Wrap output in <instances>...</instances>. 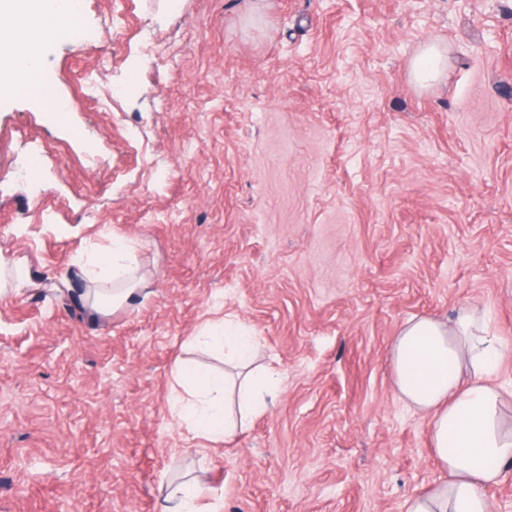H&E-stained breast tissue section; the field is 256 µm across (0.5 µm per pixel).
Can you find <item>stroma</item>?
I'll return each instance as SVG.
<instances>
[{
	"label": "stroma",
	"instance_id": "35a3bbf8",
	"mask_svg": "<svg viewBox=\"0 0 512 512\" xmlns=\"http://www.w3.org/2000/svg\"><path fill=\"white\" fill-rule=\"evenodd\" d=\"M82 44L0 92V512H405L443 474L388 347L485 312L512 385V0H79ZM441 77L418 84L428 44ZM69 100L58 112L56 100ZM50 144L58 156L39 155ZM43 184L23 194L14 171ZM149 285L100 314L93 245ZM232 316L279 372L218 443L170 408ZM198 496L195 487L183 485L165 499L160 512H199L196 505Z\"/></svg>",
	"mask_w": 512,
	"mask_h": 512
}]
</instances>
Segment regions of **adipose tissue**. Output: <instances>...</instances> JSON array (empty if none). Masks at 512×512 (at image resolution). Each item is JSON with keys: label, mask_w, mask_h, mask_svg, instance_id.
Listing matches in <instances>:
<instances>
[{"label": "adipose tissue", "mask_w": 512, "mask_h": 512, "mask_svg": "<svg viewBox=\"0 0 512 512\" xmlns=\"http://www.w3.org/2000/svg\"><path fill=\"white\" fill-rule=\"evenodd\" d=\"M75 0H0V86H13L25 76L40 84V48L74 13ZM81 272L88 289L84 301L107 312L128 302L142 286L137 245L124 238L92 248ZM224 349L238 374H215L176 367L181 388L174 398L192 431L218 442L232 436L239 415L258 413L280 379L274 371L251 372L255 356L252 336L234 320H224L209 337ZM397 395L429 419V440L442 481L406 501V512H491L485 494L500 483L512 463V427L502 423L512 388L496 383L494 367L502 354L497 336L483 324L481 311L460 307L448 320L414 318L393 336L390 349Z\"/></svg>", "instance_id": "adipose-tissue-1"}]
</instances>
